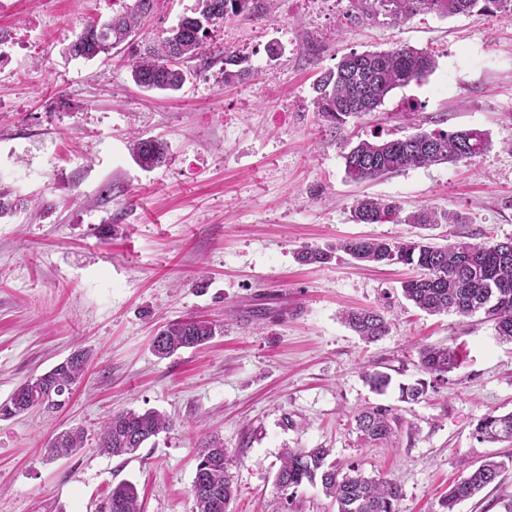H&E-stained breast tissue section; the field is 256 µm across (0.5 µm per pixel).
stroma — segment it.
Masks as SVG:
<instances>
[{"instance_id": "1", "label": "stroma", "mask_w": 512, "mask_h": 512, "mask_svg": "<svg viewBox=\"0 0 512 512\" xmlns=\"http://www.w3.org/2000/svg\"><path fill=\"white\" fill-rule=\"evenodd\" d=\"M133 0H0V403L74 351L85 377L63 408L0 419V512H105L112 489L136 485L144 512H194L199 448L223 441L237 494L230 512H336L307 485L286 507L274 486L286 448H328L340 468L397 481L399 512H440L449 487L495 455L498 486L457 512H504L512 500V444L472 435L485 414L512 412V343L483 314L430 315L402 295L406 265L366 267L347 255L304 265L303 246L433 237L446 244L512 238V21L477 12L421 11L395 22L358 0H276L268 15L211 27L214 45L250 74L185 62L175 93L144 92L127 61L190 14L195 0H155L111 57L66 48L89 23ZM22 34L37 51L7 56ZM277 44V56L267 48ZM403 45L432 52L434 72L393 90L376 112L331 129L313 83L349 52ZM487 132L479 156L354 182L344 154L358 140L418 130ZM160 139L166 159L142 169L131 135ZM462 215L459 224H358V198ZM374 307L392 322L365 343L343 310ZM222 328L197 349L157 357L171 320ZM454 348L458 366L425 398L401 399L423 379L419 347ZM387 373L372 392L365 371ZM389 411L391 434L361 439L354 417ZM154 409L173 423L132 455L97 447L112 415ZM69 427L85 445L50 459Z\"/></svg>"}]
</instances>
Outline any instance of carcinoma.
<instances>
[{
  "label": "carcinoma",
  "mask_w": 512,
  "mask_h": 512,
  "mask_svg": "<svg viewBox=\"0 0 512 512\" xmlns=\"http://www.w3.org/2000/svg\"><path fill=\"white\" fill-rule=\"evenodd\" d=\"M154 0H134L126 11L101 25L91 24L68 45L74 58L92 60L112 55L132 36L141 17ZM395 20L422 9L445 16L471 13L503 14L512 20V0H375ZM262 6L258 0H196L193 15L185 16L144 52L129 63L135 84L147 91L181 89L188 79L183 69L187 59L211 58L209 27L240 14L256 15ZM226 66L224 79L242 77L247 69L241 58L224 51L218 53ZM229 66L238 70L231 72ZM436 67L431 52L410 46L389 51L350 52L336 67L321 73L315 83L313 104L322 117L336 129L349 118L376 111L395 89L427 78ZM489 146L485 131L464 129L452 132L421 131L404 138L361 140L344 155L345 172L355 182L373 180L409 167H427L439 162L463 161L481 154ZM132 154L143 168L162 162L166 145L155 139L136 138ZM393 200L365 195L356 201L353 221L358 224L430 225L462 223V216L451 210L423 207L406 216ZM336 250L358 263L373 265H413L419 275L402 283L404 297L429 314L452 313L467 318L483 312L494 323L498 336L512 341V239L474 243L464 239L438 246L426 239L387 241L354 239L336 245ZM333 258L329 250L305 247L298 253L303 264H325ZM344 323L367 343L388 333L390 323L374 309L347 311ZM210 321L185 318L168 322L152 340L153 351L168 358L180 349L205 345L216 334ZM422 370L436 380L447 377L457 365L456 352L448 347L426 345L419 350ZM86 355L77 352L52 370L21 383L8 401L0 404V417H11L31 409L57 405L61 396L84 374ZM357 429L365 438L376 441L391 433L388 414L381 408L363 411L355 417ZM171 423L165 415L147 410L143 413H118L103 426L98 447L113 456L134 454L141 446L166 431ZM473 437L483 442H512V412L487 414L474 426ZM83 430L63 431L48 442L49 454L68 456L84 447ZM328 448H287L282 453L274 485L284 497H292L306 485L320 484L325 495L333 498L337 512H398L403 497L401 486L388 478L367 477L359 468L343 471L327 462ZM229 459L224 444H212L202 450L191 485L196 512H229L237 489L228 471ZM506 469L503 461L485 460L469 476L455 483L441 504L442 512L456 507L491 485H498ZM107 512H144L136 487L121 483L107 501Z\"/></svg>",
  "instance_id": "carcinoma-1"
}]
</instances>
